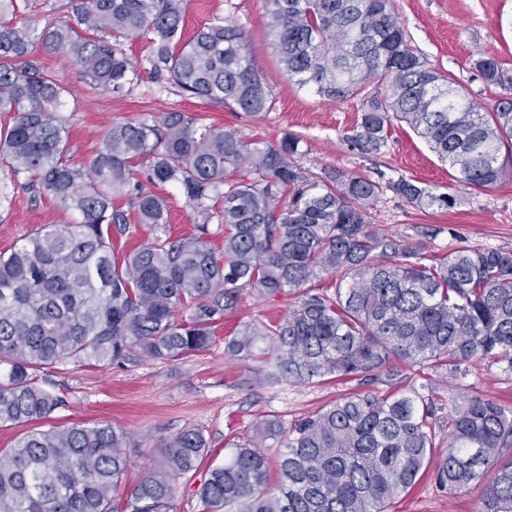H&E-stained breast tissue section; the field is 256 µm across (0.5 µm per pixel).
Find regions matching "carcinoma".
I'll return each instance as SVG.
<instances>
[{"instance_id": "obj_1", "label": "carcinoma", "mask_w": 512, "mask_h": 512, "mask_svg": "<svg viewBox=\"0 0 512 512\" xmlns=\"http://www.w3.org/2000/svg\"><path fill=\"white\" fill-rule=\"evenodd\" d=\"M72 19L38 28L17 17L35 0H0V162L38 188L72 224H44L0 252V424H31L62 403L37 372L68 360L120 364L131 352L180 360L212 344L214 330L246 289L297 301L280 322L246 323L226 347L244 358L260 343L278 373L371 384L393 362L466 376L472 359L512 370V249L469 248L429 262L425 247L370 229L369 210L390 191L422 209L453 197L400 177L386 184L331 172L286 207L279 192L302 181L300 139L253 145L232 128L169 111L117 124L86 165L69 156L61 115L68 90L33 54L41 45L79 69L93 89L132 90L139 73L121 42L151 35L153 72L183 92L258 116L273 98L255 69L246 32L234 23L183 36L184 0H70ZM265 26L283 72L328 100L362 97L350 148L374 152L395 121L406 123L470 188H491L512 161V70L485 53L472 69L500 89L483 112L458 81L413 48L391 0H265ZM385 92L370 93L372 82ZM507 156H501L502 149ZM176 183L196 232L168 234L167 201L134 182ZM123 197L129 209L116 203ZM162 230L117 261L111 233ZM224 225V253L205 236ZM337 277L333 293L302 289L315 271ZM413 394L365 391L295 423L271 483L262 443L271 421L236 446L195 490L202 512H387L431 473L462 493L484 484V512H512V408L462 395L437 451L428 405ZM129 437L107 421L32 428L0 451V512H171L173 481L192 476L208 453L187 428L164 447L159 467L116 497Z\"/></svg>"}]
</instances>
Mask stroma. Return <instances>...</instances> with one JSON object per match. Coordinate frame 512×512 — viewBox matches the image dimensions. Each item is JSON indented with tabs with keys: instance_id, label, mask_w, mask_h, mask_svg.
<instances>
[{
	"instance_id": "1",
	"label": "stroma",
	"mask_w": 512,
	"mask_h": 512,
	"mask_svg": "<svg viewBox=\"0 0 512 512\" xmlns=\"http://www.w3.org/2000/svg\"><path fill=\"white\" fill-rule=\"evenodd\" d=\"M391 4L412 46L430 66L451 74L480 107L493 108L499 91L482 82L471 61L484 52L499 57L512 69V0H391ZM217 19L232 21L246 31L253 64L274 99L270 111L251 117L190 97L156 78L145 35L123 43L126 55L141 73L138 84L124 95L89 88L75 64L50 55L44 57V65L71 91L63 115L70 128L72 160L89 162L112 125L183 110L203 123L237 129L251 142L272 144L288 133L298 136L301 154L297 161L312 185L321 183L325 173L340 170L383 183L405 177L451 194L454 203L448 209L423 210L388 192L370 211L377 232L417 239L431 257L473 247L512 249V173L491 188L461 186L453 170L400 122L393 123L377 152L362 154L350 149L345 138L360 121L361 98L330 101L288 80L267 33L264 0H186L183 32L192 36L201 25ZM152 190L168 202L170 235L194 233L195 215L181 188L166 183L153 185ZM74 219V214L58 209L51 198L25 188L0 164V252L8 251L41 225ZM293 301L288 294L270 300L243 291L236 309L218 327L211 348L182 360L134 356L122 365L103 368L70 361L41 372L40 381L63 399L62 405L43 419V428L107 420L125 431L130 438V465L120 485L124 494L160 460L165 441L186 428L202 430L210 451L193 477L176 481L172 500L173 512H201L196 488L210 467L223 463L232 453L234 444L251 438L258 421L268 418L277 424L278 436L264 443L265 454L274 461L292 424L359 389L357 382L336 379L270 384L256 372L265 355L241 360L225 354L226 337L235 335L241 323L282 320ZM373 388L383 393L417 390L433 406L441 439L448 435V415L460 393L512 408V371L489 360L472 361L466 377L450 380L440 369L402 365L397 376H380ZM483 510V485L474 484L466 492L451 495L426 477L389 508V512Z\"/></svg>"
}]
</instances>
